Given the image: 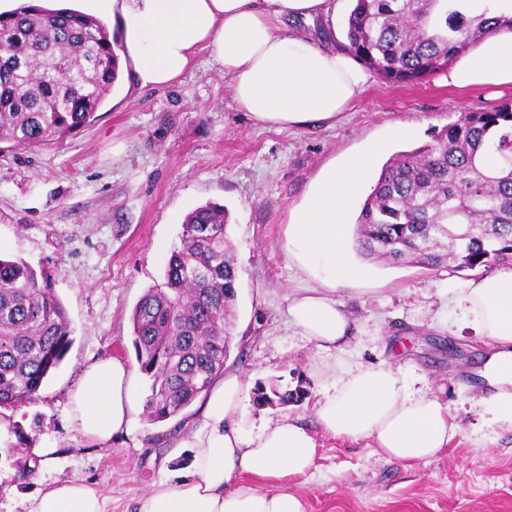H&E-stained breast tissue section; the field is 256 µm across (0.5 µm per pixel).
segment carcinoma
Masks as SVG:
<instances>
[{
  "label": "carcinoma",
  "mask_w": 512,
  "mask_h": 512,
  "mask_svg": "<svg viewBox=\"0 0 512 512\" xmlns=\"http://www.w3.org/2000/svg\"><path fill=\"white\" fill-rule=\"evenodd\" d=\"M462 0H353L346 49L379 79L418 85L447 70L486 37L512 31V16L476 12ZM106 27L78 11L23 6L0 14V143L41 146L94 119L118 78ZM356 249L368 258L459 269L512 262V98L461 113L429 144L389 159L356 219ZM224 206L208 203L182 224L164 282L132 315L139 368L151 381L149 423L183 411L224 373L233 340L238 266ZM72 343L54 275L0 256V407L31 400ZM259 384L256 407L305 399Z\"/></svg>",
  "instance_id": "1"
}]
</instances>
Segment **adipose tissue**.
Returning a JSON list of instances; mask_svg holds the SVG:
<instances>
[{
	"instance_id": "adipose-tissue-1",
	"label": "adipose tissue",
	"mask_w": 512,
	"mask_h": 512,
	"mask_svg": "<svg viewBox=\"0 0 512 512\" xmlns=\"http://www.w3.org/2000/svg\"><path fill=\"white\" fill-rule=\"evenodd\" d=\"M93 13L120 24L126 57L140 87L161 88L208 51L231 83L236 104L280 128L335 125L372 80L346 51H328L287 32V22L327 15L332 0H90ZM449 85L512 87V31L486 40L448 68ZM373 152L348 157L314 183L288 224V259L315 288L287 309L291 324L318 347H340L352 319L336 289L358 285L350 256L349 214L374 165ZM462 327L486 339L479 376L489 426L512 431V268L442 289ZM250 379L229 369L204 394L189 440L187 465L166 471L139 497L137 512H305L290 489L312 467L310 430L283 418L251 431L244 409ZM319 427L349 440L370 439L389 458L413 465L435 457L458 435L449 406L416 389L401 368L381 360L334 376L313 405ZM135 402L130 370L104 356L84 366L69 419L86 440L107 447L129 432ZM30 512H107L98 491L78 480L55 483Z\"/></svg>"
}]
</instances>
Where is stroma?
<instances>
[{"mask_svg": "<svg viewBox=\"0 0 512 512\" xmlns=\"http://www.w3.org/2000/svg\"><path fill=\"white\" fill-rule=\"evenodd\" d=\"M350 0L290 30L318 47L341 50ZM512 96L486 88L449 87L443 75L416 86L373 79L331 127L281 129L239 109L230 82L199 52L173 85L142 89L123 69L91 124L39 147L0 144V253L55 271V288L71 321L72 344L34 400L0 409V512H29L39 490L78 479L110 500L111 512H135L142 492L166 469L184 466L188 449L175 437L200 407L156 424L135 414L127 436L108 448L85 441L67 411L82 366L111 356L134 366L130 315L140 297L164 280L187 213L223 204L239 279L234 344L227 367L252 382L295 386L308 400L288 406L247 405L253 427L283 417L309 426L317 442L312 468L295 479L305 512H512V433L488 432L477 405L473 369L486 346L463 330L437 290L484 268L448 263L429 270L352 253L364 281L336 298L355 323L332 352L292 327L287 308L311 282L288 260V222L310 185L348 156L378 147V164L431 142L434 131L465 111ZM407 130L404 138L395 127ZM394 359L457 412L462 433L452 452L407 468L369 440L325 433L311 407L329 384V368ZM56 446V461L36 464L34 450Z\"/></svg>", "mask_w": 512, "mask_h": 512, "instance_id": "35a3bbf8", "label": "stroma"}]
</instances>
